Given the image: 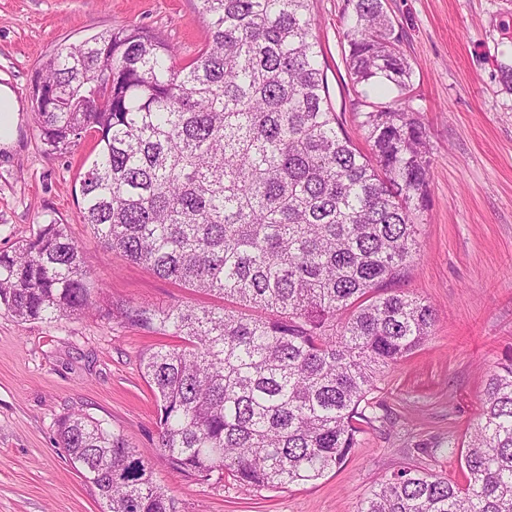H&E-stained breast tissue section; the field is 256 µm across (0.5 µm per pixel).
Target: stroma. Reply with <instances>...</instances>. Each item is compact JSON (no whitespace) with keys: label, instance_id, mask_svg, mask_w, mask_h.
<instances>
[{"label":"stroma","instance_id":"35a3bbf8","mask_svg":"<svg viewBox=\"0 0 512 512\" xmlns=\"http://www.w3.org/2000/svg\"><path fill=\"white\" fill-rule=\"evenodd\" d=\"M410 65L412 102L431 166L420 216L421 255L404 291L437 311L430 339L387 369L373 393L388 419L321 479L248 493L229 477L187 479L156 449L159 410L140 367L162 336L97 312L22 322L0 312V512H100L97 489L57 443V421L82 412L119 431L149 460L180 512H357L373 482L400 470L461 479L448 447L476 420L490 373L512 354V0H382ZM197 0H0V84L22 105L17 136L0 149V250L49 221L83 249L104 301L220 307L223 299L158 277L105 251L83 223L88 138L45 153L32 112L36 70L55 49L109 29L139 26L193 60L208 39ZM329 96L358 147L354 118L376 86H353L342 32L348 0H309Z\"/></svg>","mask_w":512,"mask_h":512}]
</instances>
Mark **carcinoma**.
Returning <instances> with one entry per match:
<instances>
[{
	"instance_id": "carcinoma-1",
	"label": "carcinoma",
	"mask_w": 512,
	"mask_h": 512,
	"mask_svg": "<svg viewBox=\"0 0 512 512\" xmlns=\"http://www.w3.org/2000/svg\"><path fill=\"white\" fill-rule=\"evenodd\" d=\"M309 0H200L209 38L177 66L136 26L50 56L34 81L51 153L96 134L80 179L101 247L157 276L266 316L122 304L121 322L170 335L141 359L159 407L157 450L185 477L229 473L248 492L314 482L345 464L381 416L378 375L432 336L436 315L394 285L420 251L427 131L397 99L371 105L355 147L332 107ZM353 83L404 95L411 69L381 0H351ZM100 287L66 225L0 251V310L52 321ZM101 512H178L145 457L82 413L57 420ZM465 484L418 469L376 483L357 512H512V357L494 371L459 450Z\"/></svg>"
}]
</instances>
